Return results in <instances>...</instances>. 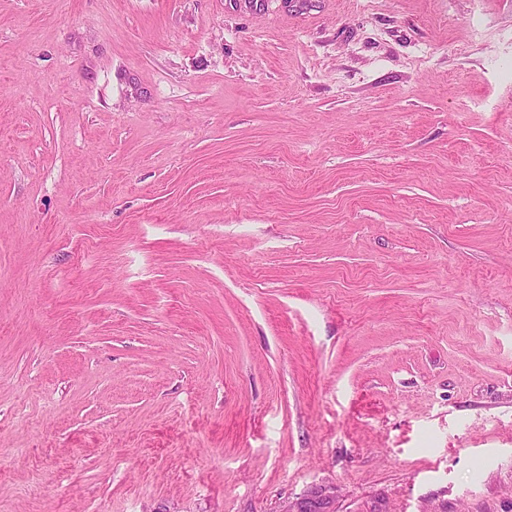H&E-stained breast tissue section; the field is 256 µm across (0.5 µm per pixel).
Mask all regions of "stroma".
<instances>
[{"mask_svg":"<svg viewBox=\"0 0 512 512\" xmlns=\"http://www.w3.org/2000/svg\"><path fill=\"white\" fill-rule=\"evenodd\" d=\"M512 512V0H0V512Z\"/></svg>","mask_w":512,"mask_h":512,"instance_id":"stroma-1","label":"stroma"}]
</instances>
